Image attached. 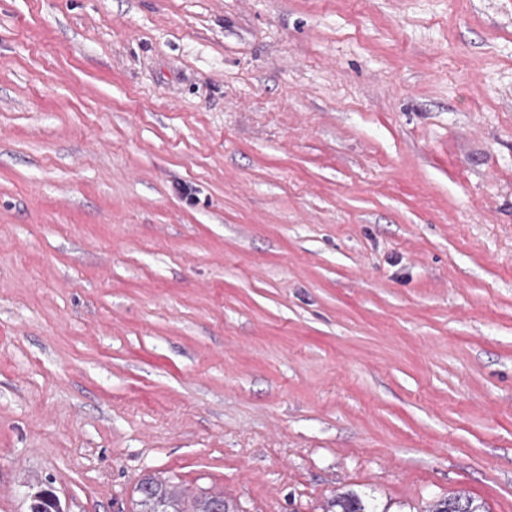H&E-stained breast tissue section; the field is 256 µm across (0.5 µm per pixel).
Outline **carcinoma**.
<instances>
[{
	"label": "carcinoma",
	"mask_w": 512,
	"mask_h": 512,
	"mask_svg": "<svg viewBox=\"0 0 512 512\" xmlns=\"http://www.w3.org/2000/svg\"><path fill=\"white\" fill-rule=\"evenodd\" d=\"M138 512H232L222 493L202 494L195 498L191 509L184 508V496L170 480L156 476L145 478L138 486ZM332 506L338 512H378V507L366 496L348 492L336 497ZM428 512H483L473 496L462 492L433 503Z\"/></svg>",
	"instance_id": "1"
}]
</instances>
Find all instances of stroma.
<instances>
[{
  "instance_id": "stroma-1",
  "label": "stroma",
  "mask_w": 512,
  "mask_h": 512,
  "mask_svg": "<svg viewBox=\"0 0 512 512\" xmlns=\"http://www.w3.org/2000/svg\"><path fill=\"white\" fill-rule=\"evenodd\" d=\"M150 475L512 512V0H0V512ZM483 506L469 493H457L433 503L427 512H483Z\"/></svg>"
}]
</instances>
